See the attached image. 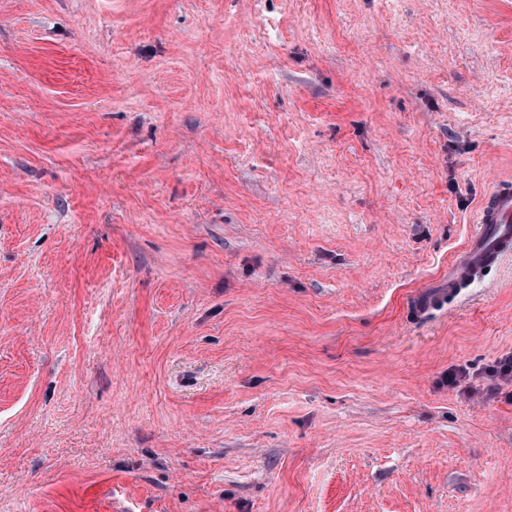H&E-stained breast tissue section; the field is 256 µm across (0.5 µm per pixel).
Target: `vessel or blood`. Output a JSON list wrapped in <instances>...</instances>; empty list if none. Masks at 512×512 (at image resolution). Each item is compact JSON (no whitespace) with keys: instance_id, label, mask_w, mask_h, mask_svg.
<instances>
[{"instance_id":"vessel-or-blood-1","label":"vessel or blood","mask_w":512,"mask_h":512,"mask_svg":"<svg viewBox=\"0 0 512 512\" xmlns=\"http://www.w3.org/2000/svg\"><path fill=\"white\" fill-rule=\"evenodd\" d=\"M476 231L448 272L449 289L459 288L469 273L512 254V182H498L481 200Z\"/></svg>"}]
</instances>
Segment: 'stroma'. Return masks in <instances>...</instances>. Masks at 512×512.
Segmentation results:
<instances>
[{
    "mask_svg": "<svg viewBox=\"0 0 512 512\" xmlns=\"http://www.w3.org/2000/svg\"><path fill=\"white\" fill-rule=\"evenodd\" d=\"M509 177L512 0H0V512H512ZM476 231L448 272V292L459 288L469 273L512 252V182L499 181L481 200Z\"/></svg>",
    "mask_w": 512,
    "mask_h": 512,
    "instance_id": "1",
    "label": "stroma"
}]
</instances>
